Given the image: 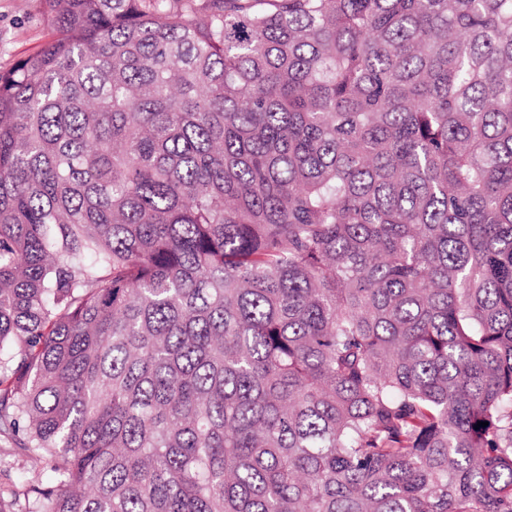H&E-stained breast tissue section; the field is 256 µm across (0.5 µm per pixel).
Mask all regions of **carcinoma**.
Returning <instances> with one entry per match:
<instances>
[{"instance_id":"carcinoma-1","label":"carcinoma","mask_w":512,"mask_h":512,"mask_svg":"<svg viewBox=\"0 0 512 512\" xmlns=\"http://www.w3.org/2000/svg\"><path fill=\"white\" fill-rule=\"evenodd\" d=\"M44 14L0 73L20 512H512V0Z\"/></svg>"}]
</instances>
